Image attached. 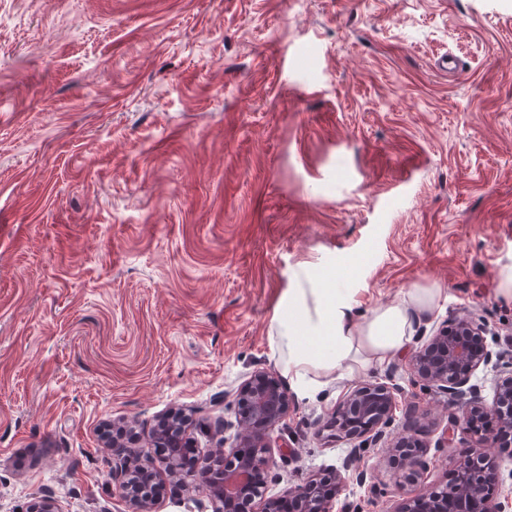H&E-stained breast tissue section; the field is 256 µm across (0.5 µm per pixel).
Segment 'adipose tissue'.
<instances>
[{"label": "adipose tissue", "mask_w": 512, "mask_h": 512, "mask_svg": "<svg viewBox=\"0 0 512 512\" xmlns=\"http://www.w3.org/2000/svg\"><path fill=\"white\" fill-rule=\"evenodd\" d=\"M441 291L418 284L357 315L353 289L299 263L277 298L268 331L270 356L300 396L340 379L382 369L409 349L415 326L440 305Z\"/></svg>", "instance_id": "obj_1"}]
</instances>
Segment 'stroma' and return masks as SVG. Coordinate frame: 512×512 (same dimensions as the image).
<instances>
[{"instance_id":"35a3bbf8","label":"stroma","mask_w":512,"mask_h":512,"mask_svg":"<svg viewBox=\"0 0 512 512\" xmlns=\"http://www.w3.org/2000/svg\"><path fill=\"white\" fill-rule=\"evenodd\" d=\"M362 309L442 291L512 334V0H0V512H124L105 432L161 413L220 447L297 264ZM402 400L436 429L449 408ZM379 372L294 396L267 492L338 465L315 422ZM471 438L429 452L451 481ZM351 512L399 498L380 449Z\"/></svg>"}]
</instances>
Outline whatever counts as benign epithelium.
Listing matches in <instances>:
<instances>
[{
	"instance_id": "7a95c632",
	"label": "benign epithelium",
	"mask_w": 512,
	"mask_h": 512,
	"mask_svg": "<svg viewBox=\"0 0 512 512\" xmlns=\"http://www.w3.org/2000/svg\"><path fill=\"white\" fill-rule=\"evenodd\" d=\"M487 335L485 321L469 313L455 315L434 335L418 337V347L409 361L413 376L426 383L448 407L457 408L468 420L488 411L497 420L495 430L479 436L461 454L458 479L450 488L438 491L424 485L422 477L428 466L427 448L440 450L453 443L456 414H451L448 426L434 441L429 440L433 424L419 420L402 427L399 435H391L402 388L390 377L348 391L331 414L316 422L317 433L337 429L348 445L336 469L313 474L278 496L266 495L264 475L272 455L288 454V444H280L274 437L288 416V389L272 371L253 372L233 391L242 409L235 420H224V430L233 434L224 438L220 451L203 454L195 468L186 470L176 452L152 456L116 439L112 441V480L120 489L126 512H155V498L131 489L134 470L148 484L163 473L179 476L183 483L205 494L211 512H334L328 486L343 487L350 481L366 484L369 473L357 462L369 449L380 448L396 469V481L403 490L391 512H512V501L505 503L482 494L484 485L500 481L486 449L512 434V354L489 347ZM480 372L492 374L489 405L484 403L483 384L477 381ZM185 427L183 415H163L154 429V446H180ZM26 512L64 510L54 496L44 493L33 498Z\"/></svg>"
}]
</instances>
